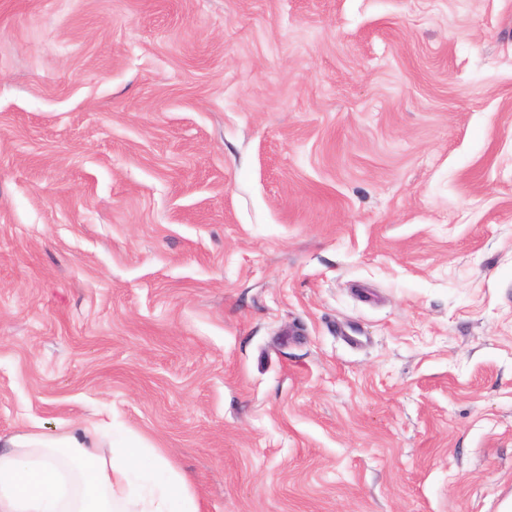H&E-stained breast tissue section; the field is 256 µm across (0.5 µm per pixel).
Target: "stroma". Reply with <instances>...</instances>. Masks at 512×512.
<instances>
[{
  "label": "stroma",
  "mask_w": 512,
  "mask_h": 512,
  "mask_svg": "<svg viewBox=\"0 0 512 512\" xmlns=\"http://www.w3.org/2000/svg\"><path fill=\"white\" fill-rule=\"evenodd\" d=\"M78 423L512 512V0H0V437Z\"/></svg>",
  "instance_id": "obj_1"
}]
</instances>
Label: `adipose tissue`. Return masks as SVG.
<instances>
[{"instance_id":"adipose-tissue-1","label":"adipose tissue","mask_w":512,"mask_h":512,"mask_svg":"<svg viewBox=\"0 0 512 512\" xmlns=\"http://www.w3.org/2000/svg\"><path fill=\"white\" fill-rule=\"evenodd\" d=\"M0 512H200L157 449L84 427L0 439Z\"/></svg>"}]
</instances>
